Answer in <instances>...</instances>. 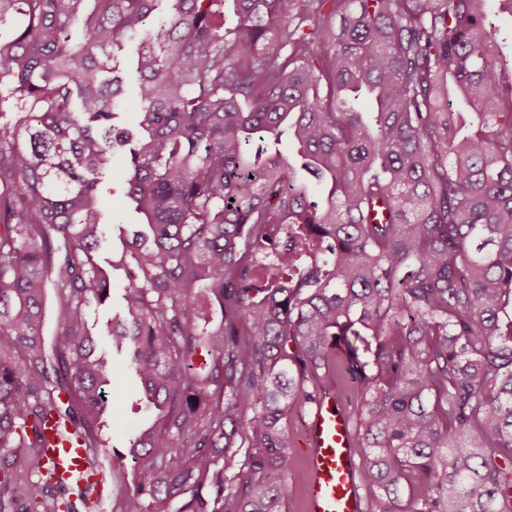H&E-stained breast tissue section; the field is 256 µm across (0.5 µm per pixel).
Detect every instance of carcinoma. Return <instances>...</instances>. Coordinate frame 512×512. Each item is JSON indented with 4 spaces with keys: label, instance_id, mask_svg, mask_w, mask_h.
I'll list each match as a JSON object with an SVG mask.
<instances>
[{
    "label": "carcinoma",
    "instance_id": "cac0c4a2",
    "mask_svg": "<svg viewBox=\"0 0 512 512\" xmlns=\"http://www.w3.org/2000/svg\"><path fill=\"white\" fill-rule=\"evenodd\" d=\"M492 10L512 0H0V28L24 18L0 36V114L18 116L0 125V512L50 415L115 453L100 339L159 411L130 433L119 512H285L282 420L326 368L366 512H512V83ZM117 152L148 235L121 260L126 317L94 335ZM29 462L28 510L55 512ZM136 42H132L129 44V48L127 51L126 59L128 61V65L126 67V76H127V90L125 97L122 101V105L120 107L119 119L117 120V125L121 127L131 128L134 126L135 112L138 111V98L136 96V89L134 85V76L131 72V60L134 53ZM59 303V291L57 288H47L44 314L40 328V334L43 336L46 346H50L55 338L57 322V311Z\"/></svg>",
    "mask_w": 512,
    "mask_h": 512
}]
</instances>
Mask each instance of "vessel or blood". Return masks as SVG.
I'll return each instance as SVG.
<instances>
[{
	"instance_id": "vessel-or-blood-1",
	"label": "vessel or blood",
	"mask_w": 512,
	"mask_h": 512,
	"mask_svg": "<svg viewBox=\"0 0 512 512\" xmlns=\"http://www.w3.org/2000/svg\"><path fill=\"white\" fill-rule=\"evenodd\" d=\"M301 453L308 479L305 512H363L356 443L350 413L334 384H327L302 425ZM40 456L52 482L90 512H104L107 465L94 459L70 421L49 418Z\"/></svg>"
}]
</instances>
